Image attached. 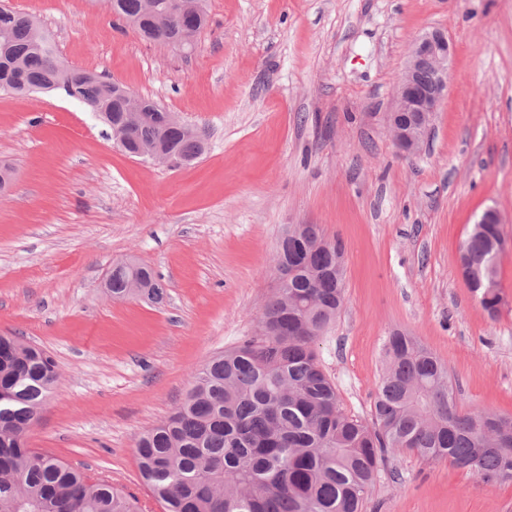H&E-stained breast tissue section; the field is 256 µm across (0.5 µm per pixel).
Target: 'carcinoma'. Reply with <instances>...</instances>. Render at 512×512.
Wrapping results in <instances>:
<instances>
[{"mask_svg":"<svg viewBox=\"0 0 512 512\" xmlns=\"http://www.w3.org/2000/svg\"><path fill=\"white\" fill-rule=\"evenodd\" d=\"M112 12L147 39L143 0H106ZM63 91L89 106L105 125L121 112L120 87L66 64L53 34L35 18L0 7V92ZM144 122L130 149L158 145L190 163L204 152V134L186 124L164 128L165 109L143 100ZM497 224H474L462 242L464 278L495 317L501 301ZM341 241L320 225L288 228V262L259 316L262 333L213 357L195 374L183 403L136 441L141 477L164 512H362L379 466L408 451L448 461L485 482L512 471V418L459 409L458 388L441 361L415 337L394 330L388 368L371 421L346 415L336 387L315 354L317 339L344 304ZM142 278L148 297L162 285L141 265L112 269L107 287L129 296ZM57 380L45 351L0 336V512H137L133 500L78 469L26 445L29 427Z\"/></svg>","mask_w":512,"mask_h":512,"instance_id":"cac0c4a2","label":"carcinoma"}]
</instances>
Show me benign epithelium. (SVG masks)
I'll return each instance as SVG.
<instances>
[{
  "label": "benign epithelium",
  "mask_w": 512,
  "mask_h": 512,
  "mask_svg": "<svg viewBox=\"0 0 512 512\" xmlns=\"http://www.w3.org/2000/svg\"><path fill=\"white\" fill-rule=\"evenodd\" d=\"M188 12L200 14V3L168 0L164 9H153L154 22L163 28L177 26ZM450 55L448 36L439 30L418 39L412 47L387 116L393 143L405 157L420 152L431 130L439 101L447 91Z\"/></svg>",
  "instance_id": "7a95c632"
}]
</instances>
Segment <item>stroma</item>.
Wrapping results in <instances>:
<instances>
[{"label":"stroma","instance_id":"35a3bbf8","mask_svg":"<svg viewBox=\"0 0 512 512\" xmlns=\"http://www.w3.org/2000/svg\"><path fill=\"white\" fill-rule=\"evenodd\" d=\"M37 17L71 65L192 125L187 165L133 158L63 93H0V335L44 349L58 380L30 448L164 512L135 440L166 420L213 356L253 335L278 286L288 225L345 250V302L315 345L343 412L370 419L395 329L448 369L462 407L512 415V247L489 317L459 248L489 208L512 240V0H208L192 52L143 40L106 0H0ZM447 32L448 91L418 157L386 116L414 41ZM133 260L161 301L113 299ZM364 512H512V481L483 482L402 452ZM134 265H119L112 269L111 277L107 280V287L112 292V297L124 299L131 296L127 284L133 275H137L144 281L145 288H143V291L147 293L148 297L155 300L162 299V285L153 278L152 273L146 267Z\"/></svg>","mask_w":512,"mask_h":512}]
</instances>
